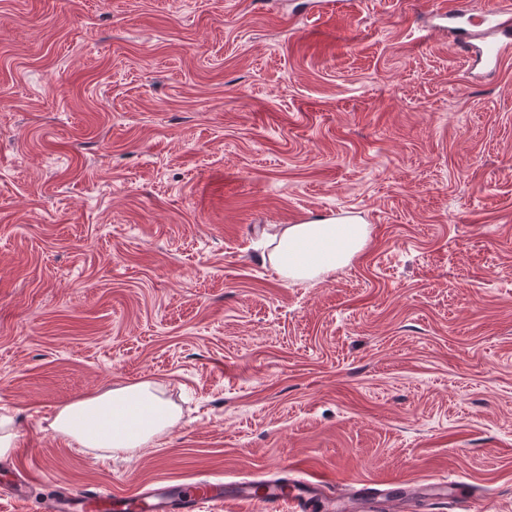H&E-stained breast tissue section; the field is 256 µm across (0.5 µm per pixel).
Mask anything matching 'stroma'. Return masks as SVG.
I'll list each match as a JSON object with an SVG mask.
<instances>
[{"mask_svg": "<svg viewBox=\"0 0 512 512\" xmlns=\"http://www.w3.org/2000/svg\"><path fill=\"white\" fill-rule=\"evenodd\" d=\"M512 0H0V512L61 485L219 476L468 484L512 512ZM334 211L363 251L283 280L266 232ZM157 382L130 455L49 427ZM512 48V26L511 24H506L502 30V37L497 45L494 47H488L484 49L483 56L485 58L486 63L491 69L497 68L501 56L505 52H509Z\"/></svg>", "mask_w": 512, "mask_h": 512, "instance_id": "35a3bbf8", "label": "stroma"}]
</instances>
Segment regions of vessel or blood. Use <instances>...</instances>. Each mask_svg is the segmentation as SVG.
<instances>
[{
    "mask_svg": "<svg viewBox=\"0 0 512 512\" xmlns=\"http://www.w3.org/2000/svg\"><path fill=\"white\" fill-rule=\"evenodd\" d=\"M512 50V26L504 25L497 45L485 48L483 56L489 67H497L501 56ZM296 490H283L269 484L262 498H255L250 481L229 482L223 479L201 480L188 486L180 484H153L127 496L106 489H88L65 486L47 500L44 512H203L209 502L228 501L255 503L262 501L273 512H312L320 491L304 477L295 480ZM417 488L381 487L360 491L356 497L362 512H373L375 507L386 512H404L407 502L420 496Z\"/></svg>",
    "mask_w": 512,
    "mask_h": 512,
    "instance_id": "b4317fda",
    "label": "vessel or blood"
}]
</instances>
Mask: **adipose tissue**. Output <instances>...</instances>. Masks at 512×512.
Here are the masks:
<instances>
[{
  "mask_svg": "<svg viewBox=\"0 0 512 512\" xmlns=\"http://www.w3.org/2000/svg\"><path fill=\"white\" fill-rule=\"evenodd\" d=\"M368 236L367 225L357 220L284 224L268 239V260L283 280L314 281L347 265ZM178 421V411L159 385L144 380L69 402L49 427L80 447L112 453L146 447Z\"/></svg>",
  "mask_w": 512,
  "mask_h": 512,
  "instance_id": "adipose-tissue-1",
  "label": "adipose tissue"
}]
</instances>
